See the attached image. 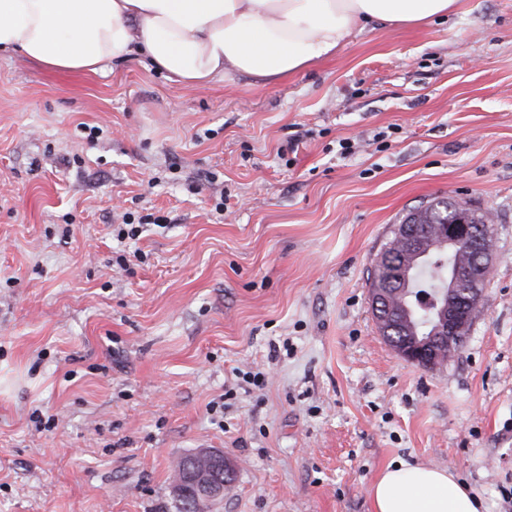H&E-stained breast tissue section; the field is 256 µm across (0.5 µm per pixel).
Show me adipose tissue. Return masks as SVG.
Listing matches in <instances>:
<instances>
[{
	"label": "adipose tissue",
	"instance_id": "obj_1",
	"mask_svg": "<svg viewBox=\"0 0 512 512\" xmlns=\"http://www.w3.org/2000/svg\"><path fill=\"white\" fill-rule=\"evenodd\" d=\"M456 0H0V51L48 68L107 73L137 54L173 81L204 87L234 75L275 82L333 57L374 26L446 21ZM372 512H479L447 469L386 466Z\"/></svg>",
	"mask_w": 512,
	"mask_h": 512
}]
</instances>
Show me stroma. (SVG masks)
<instances>
[{"instance_id":"obj_1","label":"stroma","mask_w":512,"mask_h":512,"mask_svg":"<svg viewBox=\"0 0 512 512\" xmlns=\"http://www.w3.org/2000/svg\"><path fill=\"white\" fill-rule=\"evenodd\" d=\"M437 196L491 210L494 257L429 369L379 334L369 277ZM127 212L157 221L122 244ZM200 448L234 469L218 512H371L400 461L512 512V0L353 33L273 84L0 52V512H176ZM191 455L192 454L182 457L177 462L176 469H175V472H176L175 483L177 481H180L181 482L180 486L186 492L183 499H181L180 497L177 498L174 495L177 512H205V509H209L208 505L197 502V500L195 498V492L193 490L192 484L190 483L191 478H192L190 470L196 469L197 460L190 461ZM188 463H189V465H188ZM175 483H174V485H175ZM185 504H188L190 506L189 509L182 506Z\"/></svg>"}]
</instances>
